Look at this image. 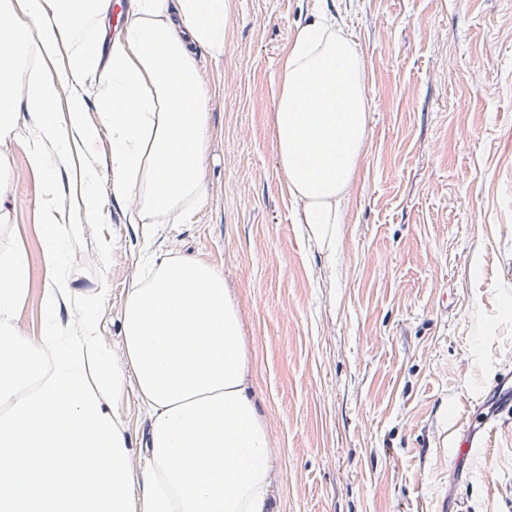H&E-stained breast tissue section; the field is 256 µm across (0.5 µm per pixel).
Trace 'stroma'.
Instances as JSON below:
<instances>
[{
  "label": "stroma",
  "mask_w": 512,
  "mask_h": 512,
  "mask_svg": "<svg viewBox=\"0 0 512 512\" xmlns=\"http://www.w3.org/2000/svg\"><path fill=\"white\" fill-rule=\"evenodd\" d=\"M354 41L369 119L343 206L335 276L307 237L275 145L281 62L314 13ZM210 94L199 169L203 204L150 224L100 183L93 227L67 242L72 290L57 318L98 293L122 338L133 275L170 251L224 274L250 347L247 382L274 429L272 512H512V426L487 452L446 466L451 432L482 387L512 366V0H231L227 51L195 50ZM0 143V251L23 250L28 290L15 317L44 320L47 231L28 131ZM53 174L67 224L85 222L78 172L112 166L94 100ZM109 247L105 267L85 255ZM134 451L150 420L134 389L116 400Z\"/></svg>",
  "instance_id": "stroma-1"
}]
</instances>
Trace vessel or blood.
Masks as SVG:
<instances>
[{
  "label": "vessel or blood",
  "mask_w": 512,
  "mask_h": 512,
  "mask_svg": "<svg viewBox=\"0 0 512 512\" xmlns=\"http://www.w3.org/2000/svg\"><path fill=\"white\" fill-rule=\"evenodd\" d=\"M485 395L492 399L494 409L481 418H468L459 426L451 440L457 457L472 455L475 449L485 446L491 432L512 425V370L502 369Z\"/></svg>",
  "instance_id": "1"
}]
</instances>
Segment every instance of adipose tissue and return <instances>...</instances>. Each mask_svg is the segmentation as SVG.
<instances>
[{"label": "adipose tissue", "mask_w": 512, "mask_h": 512, "mask_svg": "<svg viewBox=\"0 0 512 512\" xmlns=\"http://www.w3.org/2000/svg\"><path fill=\"white\" fill-rule=\"evenodd\" d=\"M111 7L0 0V140L19 133L20 112L41 114L30 163L51 178L57 155L71 150L69 128L83 121V78L101 69L96 104L112 168L80 173L88 214L105 181L140 214L178 219L206 198L198 170L209 134L208 88L186 45L224 55L228 0H128L129 20L114 34ZM62 48L66 68L47 77ZM367 119L361 55L339 25L316 16L282 63L275 142L307 235L331 263ZM39 215L48 231L39 336L14 316L27 256L0 252V401L11 403L0 415V512H267L277 450L247 385L248 344L223 274L190 258L153 260L151 277L131 279L120 343L95 305L65 334L56 311L72 284L60 252L85 227L61 223L48 201ZM129 385L151 420L142 455L105 402Z\"/></svg>", "instance_id": "ef3b65f1"}]
</instances>
